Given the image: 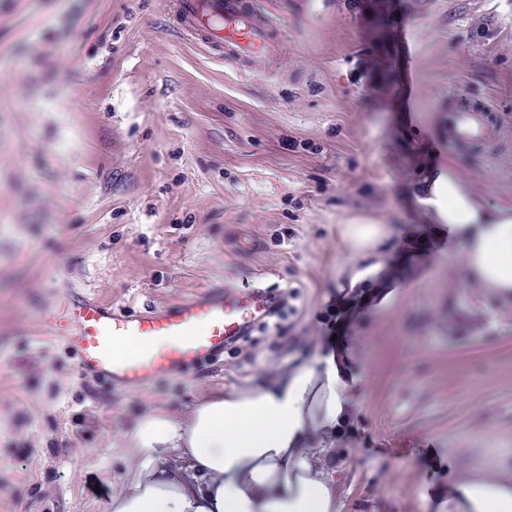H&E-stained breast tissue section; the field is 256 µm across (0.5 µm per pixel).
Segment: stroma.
Masks as SVG:
<instances>
[{
  "mask_svg": "<svg viewBox=\"0 0 512 512\" xmlns=\"http://www.w3.org/2000/svg\"><path fill=\"white\" fill-rule=\"evenodd\" d=\"M174 2L0 0V512H106L145 412L328 355L320 313L391 267L350 328L340 512H474L462 468L512 489V313L420 202L450 168L512 209V0H255L278 49L247 69L181 33ZM483 103L490 139L449 141V109ZM358 225L383 234L356 246ZM258 279L287 293L277 326L141 392L40 333L69 283L136 313Z\"/></svg>",
  "mask_w": 512,
  "mask_h": 512,
  "instance_id": "35a3bbf8",
  "label": "stroma"
}]
</instances>
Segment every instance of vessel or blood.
<instances>
[{
    "label": "vessel or blood",
    "mask_w": 512,
    "mask_h": 512,
    "mask_svg": "<svg viewBox=\"0 0 512 512\" xmlns=\"http://www.w3.org/2000/svg\"><path fill=\"white\" fill-rule=\"evenodd\" d=\"M181 24L224 61L243 66L257 50L273 46L271 21L251 0H177ZM486 106L448 114V137L483 142L492 131ZM282 290L255 283H226L137 315L101 302L83 288H68L45 318V335L63 340L78 357L83 375L129 392L184 375L223 356L283 307Z\"/></svg>",
    "instance_id": "b4317fda"
}]
</instances>
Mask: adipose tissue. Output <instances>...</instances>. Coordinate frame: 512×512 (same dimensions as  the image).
<instances>
[{"label": "adipose tissue", "instance_id": "obj_1", "mask_svg": "<svg viewBox=\"0 0 512 512\" xmlns=\"http://www.w3.org/2000/svg\"><path fill=\"white\" fill-rule=\"evenodd\" d=\"M427 203L462 239L472 277L512 292V216L480 205L451 171L433 181ZM344 408L334 360L321 357L185 418L146 413L107 512H336L330 476L313 460L328 454Z\"/></svg>", "mask_w": 512, "mask_h": 512}]
</instances>
